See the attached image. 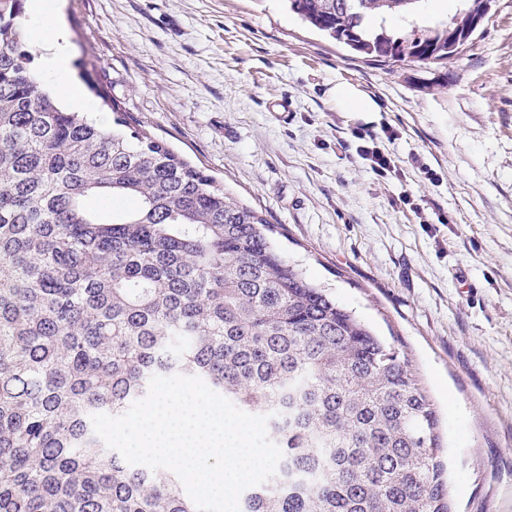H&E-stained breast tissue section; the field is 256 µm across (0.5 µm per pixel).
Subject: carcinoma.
Returning <instances> with one entry per match:
<instances>
[{
	"label": "carcinoma",
	"mask_w": 512,
	"mask_h": 512,
	"mask_svg": "<svg viewBox=\"0 0 512 512\" xmlns=\"http://www.w3.org/2000/svg\"><path fill=\"white\" fill-rule=\"evenodd\" d=\"M22 2L0 0V512H196L174 474L131 467L90 420L173 373L272 414L283 457L242 512H452L438 411L404 350L101 86L119 130L65 108L24 49ZM418 2L288 9L372 57H453L479 25L471 6L405 38L366 26ZM93 196L138 205L104 218Z\"/></svg>",
	"instance_id": "carcinoma-1"
}]
</instances>
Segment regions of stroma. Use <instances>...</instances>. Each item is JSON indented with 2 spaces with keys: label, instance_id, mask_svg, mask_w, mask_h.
Here are the masks:
<instances>
[{
  "label": "stroma",
  "instance_id": "1",
  "mask_svg": "<svg viewBox=\"0 0 512 512\" xmlns=\"http://www.w3.org/2000/svg\"><path fill=\"white\" fill-rule=\"evenodd\" d=\"M57 4L69 65L48 87L110 121L78 76L90 63L124 112L275 224L290 263L407 352L440 414L453 512H512V0L434 63L367 58L285 0ZM342 83L376 111H345ZM385 126L397 179L355 152L357 131Z\"/></svg>",
  "mask_w": 512,
  "mask_h": 512
}]
</instances>
